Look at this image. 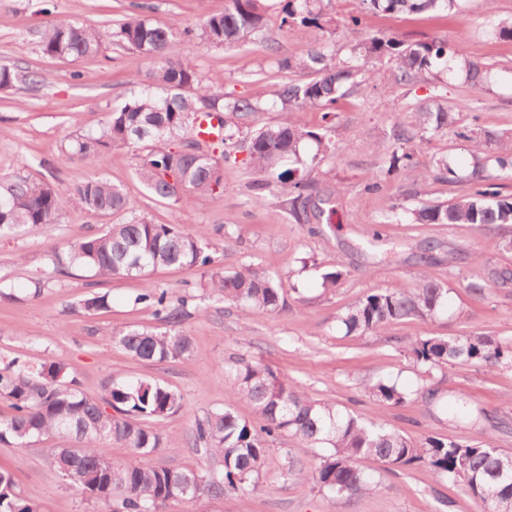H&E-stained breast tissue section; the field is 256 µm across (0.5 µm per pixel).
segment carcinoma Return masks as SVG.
Returning a JSON list of instances; mask_svg holds the SVG:
<instances>
[{
  "label": "carcinoma",
  "instance_id": "obj_1",
  "mask_svg": "<svg viewBox=\"0 0 512 512\" xmlns=\"http://www.w3.org/2000/svg\"><path fill=\"white\" fill-rule=\"evenodd\" d=\"M325 0H282L280 26L300 30L317 27L335 36V20L327 17ZM371 14L420 13L460 9V0H359ZM138 13L118 29L109 31L65 17L51 22L40 36L41 52L52 58L97 56L109 42L126 45L150 60L144 78H134L130 97L108 113L94 132L71 137L62 156L79 159L89 167L118 149L135 153V173L154 196L188 206L198 196L224 188V164L240 163L258 175L252 183L254 203L266 195L281 199L296 224H319L323 204L331 194L313 176L336 152L332 127L310 129L292 118L311 108L324 110V119L336 118V103L373 77L371 64L387 65L395 82L404 86L436 69L463 74L471 86L490 83L488 66L471 59L448 43H404L393 37H370L338 59L330 45L307 53L275 59L278 71L304 70L313 75L305 82L272 84L271 103L286 114L284 121L253 130L250 115L264 111L259 100L231 97L224 89L203 82L196 66L177 54V46L196 40L223 48L265 40V0H226L224 11L209 14L200 24L177 19L161 21L147 14L151 6L135 3ZM488 33L512 39V17L488 16ZM24 80L39 83L36 74L0 68V88ZM447 83L433 87L427 102L409 109L408 123L391 133L392 150L386 173L431 176L449 182L464 181L469 192L451 204L409 206L389 200V218L397 224L430 226L468 225L494 229L512 224V194L505 195L496 180L512 177V136L493 150L473 141L477 129L459 126L448 109ZM218 119L219 133L204 134L200 121ZM474 142L480 155L472 162H452L446 154L431 157V169L418 171L415 154L434 138L446 135ZM244 154L240 159L237 154ZM98 216L124 215L101 232L75 241L56 255L54 271L66 276L73 267L100 278L148 276L159 268L196 267L210 279L211 294L242 310L277 313L285 306L283 289L274 279L251 269L230 274L217 265L202 230L185 232L175 224H159L130 206L123 189L105 177L92 175L63 194L52 185L24 176L0 177V238L20 226L49 232L59 223L65 206ZM512 280L507 268H485L470 275L467 284L482 302L493 288ZM448 289L422 276L414 287L396 285L372 291L350 304L341 323L346 334L379 333L407 318H432L447 302ZM140 300L154 308L163 331L132 328L112 341L132 357L148 362L186 360L192 354L190 337L179 329L188 316L185 301L173 305L168 292L149 287ZM109 306L108 296L85 295L83 309L96 312ZM403 352L427 370L456 360L494 369L512 363V341L470 332L452 338H412ZM237 394L253 404L263 420L256 428L229 407L206 413L191 430L196 451L222 459L221 472L174 469L167 465L118 464L107 445L117 444L147 456L163 447L161 424L180 410L181 397L170 387L148 379L114 382L104 396H87L65 366L45 360L37 366L14 358L0 370V398L10 402L12 414L0 419V444L22 447L46 435L57 443L51 463L71 488L105 505V512H159L164 501L207 494L221 498L228 490L248 495L265 467L269 443L289 435L299 448H324L320 465L304 469L302 459L286 454L287 476L310 478L321 491L341 498L362 494L373 482L358 466L362 457H374L388 468L423 462L448 479L459 482L480 512H512V476L500 471V462L512 454L490 443L427 437L416 443L373 422L345 414L294 388L270 366L243 355L224 366ZM380 405L403 406L415 402L396 384L378 381L368 388ZM17 475L0 468V512H39V506L16 493Z\"/></svg>",
  "mask_w": 512,
  "mask_h": 512
}]
</instances>
